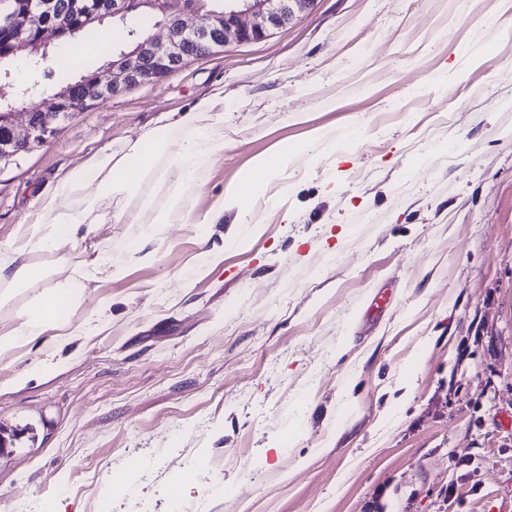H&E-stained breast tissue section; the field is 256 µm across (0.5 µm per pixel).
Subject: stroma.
I'll return each mask as SVG.
<instances>
[{
  "mask_svg": "<svg viewBox=\"0 0 512 512\" xmlns=\"http://www.w3.org/2000/svg\"><path fill=\"white\" fill-rule=\"evenodd\" d=\"M205 102L180 219L150 179L29 256L84 294L0 353V512H512V0H316L100 101L0 174V247Z\"/></svg>",
  "mask_w": 512,
  "mask_h": 512,
  "instance_id": "obj_1",
  "label": "stroma"
}]
</instances>
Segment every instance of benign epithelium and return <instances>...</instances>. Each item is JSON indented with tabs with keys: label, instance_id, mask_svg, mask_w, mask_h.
Here are the masks:
<instances>
[{
	"label": "benign epithelium",
	"instance_id": "obj_1",
	"mask_svg": "<svg viewBox=\"0 0 512 512\" xmlns=\"http://www.w3.org/2000/svg\"><path fill=\"white\" fill-rule=\"evenodd\" d=\"M181 13L170 12V0H144L151 11L162 17L168 35L138 38L130 50L112 56L110 77L79 82L81 93L73 95L63 86L42 98L26 112L23 131L16 126L15 103L29 90L0 78V129L7 137L0 139V174L18 164L26 154L43 146L55 132L54 120L62 106L71 104L78 113L109 96L124 94L142 85L157 83L182 68L194 57L212 53L234 44L258 42L277 29L288 25L296 15L310 10L315 0H224V7L199 14V9L183 0ZM136 0H102L88 7L85 0H72V11L83 18L84 25L96 26L106 18L125 21L135 10ZM25 9L27 26L38 30L36 38L28 35L26 26L13 25L14 16ZM52 0H0V28L11 34L14 48L23 47L30 57L43 61L49 57L51 42L64 36L65 25L51 19Z\"/></svg>",
	"mask_w": 512,
	"mask_h": 512
}]
</instances>
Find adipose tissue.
<instances>
[{
    "instance_id": "adipose-tissue-1",
    "label": "adipose tissue",
    "mask_w": 512,
    "mask_h": 512,
    "mask_svg": "<svg viewBox=\"0 0 512 512\" xmlns=\"http://www.w3.org/2000/svg\"><path fill=\"white\" fill-rule=\"evenodd\" d=\"M198 112L184 113L179 124L191 129V137L184 139L177 152H169V124L145 133L136 140H128L117 150H108L95 156L89 164L73 169L60 184L57 193L62 198L79 197L78 207L57 205L44 207L40 218L31 224L25 243L17 249L0 250V298L26 288L35 289L30 305L19 317L18 324L0 335V347L39 339L46 331L58 326L55 305L72 307L83 290L75 282L63 281L47 285V270L33 269L26 261L28 253L52 245L55 250H67L80 228H93L94 216L101 199L126 197L134 193L139 182L154 175L160 153H167L168 166L176 171V179L167 187L168 212L159 214L158 223L166 224L181 208L185 193L201 183L211 157L223 149L224 138L212 132L197 129Z\"/></svg>"
}]
</instances>
